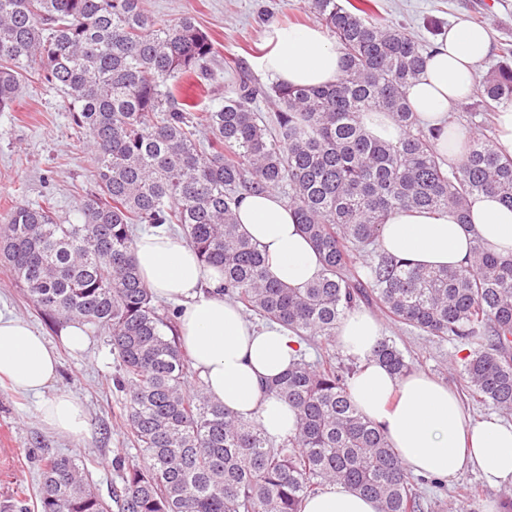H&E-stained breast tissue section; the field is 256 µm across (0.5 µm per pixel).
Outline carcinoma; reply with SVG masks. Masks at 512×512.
<instances>
[{"label":"carcinoma","mask_w":512,"mask_h":512,"mask_svg":"<svg viewBox=\"0 0 512 512\" xmlns=\"http://www.w3.org/2000/svg\"><path fill=\"white\" fill-rule=\"evenodd\" d=\"M307 8L343 56L336 83L266 88L244 74L224 102L192 112L177 79L194 77L216 96L206 68L216 44L191 19L160 23L144 0H0V112L33 75L64 88L95 180L75 223H58L49 199L0 213V261L50 319L109 334L113 383L142 458H113L120 485L106 499L84 461L42 457L39 512H302L336 481L378 512L424 510L426 480L411 476L350 397L357 363L326 348L275 380L268 392L296 415L280 440L212 400L200 379L188 385L179 311L152 295L135 262L140 224L178 226L203 268L224 274L225 296L304 342H335L356 309L458 341L464 391L512 415V255L477 245L463 266L427 269L379 244L399 211L447 210L466 224L481 194L512 208V155L494 127L498 109L512 105V68L491 70L481 99L450 113L464 141L450 167L438 147L443 128L423 124L406 95L433 46L376 18L372 0ZM260 97L279 109L261 116ZM366 112L390 116L397 136L371 135ZM283 186L322 266L300 289L268 277L235 212L242 195ZM371 358L398 378L415 370L388 336Z\"/></svg>","instance_id":"obj_1"}]
</instances>
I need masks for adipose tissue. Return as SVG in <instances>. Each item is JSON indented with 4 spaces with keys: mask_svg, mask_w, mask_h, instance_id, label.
Instances as JSON below:
<instances>
[{
    "mask_svg": "<svg viewBox=\"0 0 512 512\" xmlns=\"http://www.w3.org/2000/svg\"><path fill=\"white\" fill-rule=\"evenodd\" d=\"M263 59L267 73L293 86L335 83L342 55L317 25L275 29ZM494 50L490 30L458 21L449 26L427 58L424 72L407 97L425 122L444 125L448 112L472 96L476 65ZM241 231L262 251L270 274L292 288L304 287L321 269L319 258L287 204L273 192L244 196L237 209ZM471 221L458 223L450 212L404 211L391 215L381 234L392 256L428 268L464 265L474 245L512 253V208L485 195L471 205ZM135 261L142 279L160 300L177 304L179 334L212 400L255 418L266 435L292 433L295 416L263 386L287 372L304 345L280 325L258 326L222 292L224 276L203 269L195 250L164 227L141 232ZM382 326L359 310L339 327L337 345L359 365L350 394L384 432L414 474L451 480L477 469L493 487L512 485V424L491 416L469 424L457 395L447 384L414 372L396 378L373 361L371 351ZM58 357L24 319L0 312V381L35 398L40 419L55 432L77 438L86 430L83 406L70 394H43L55 380ZM302 512H378L376 503L340 483L305 501Z\"/></svg>",
    "mask_w": 512,
    "mask_h": 512,
    "instance_id": "adipose-tissue-1",
    "label": "adipose tissue"
}]
</instances>
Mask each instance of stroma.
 Returning a JSON list of instances; mask_svg holds the SVG:
<instances>
[{
  "label": "stroma",
  "mask_w": 512,
  "mask_h": 512,
  "mask_svg": "<svg viewBox=\"0 0 512 512\" xmlns=\"http://www.w3.org/2000/svg\"><path fill=\"white\" fill-rule=\"evenodd\" d=\"M150 14L162 22L193 18L217 42L219 55L211 65L213 84L219 92L231 91L240 73L253 75L264 85L271 76L261 67L271 48L274 29L312 23L304 0H145ZM379 15L388 23L406 28L423 44L435 43L431 21L448 26L464 19L489 27L495 53L485 67L502 64L504 44H512V0H376ZM94 163L70 117L66 94L34 78L12 111L0 112V211L21 203L36 205L52 198L62 223L74 222L78 207L93 190ZM0 310L31 323L55 346L59 376L53 391L77 397L87 414L82 437L65 438L37 417L35 399L0 384V512H8L18 491L35 500L42 456L63 454L89 459V478L100 493H108L119 477L112 468L115 455L139 461L120 414L122 398L112 379L118 362L107 334L85 325L90 338L87 350L77 352L62 342L61 327L37 311L6 266L0 265ZM385 335L410 356L419 371L461 390L462 380L451 363L459 353L453 342H435L417 331L384 323ZM479 490L476 500L464 503L461 488ZM424 512H503L502 499L512 500V489L491 487L473 469L464 471L446 490L425 486Z\"/></svg>",
  "instance_id": "stroma-1"
}]
</instances>
